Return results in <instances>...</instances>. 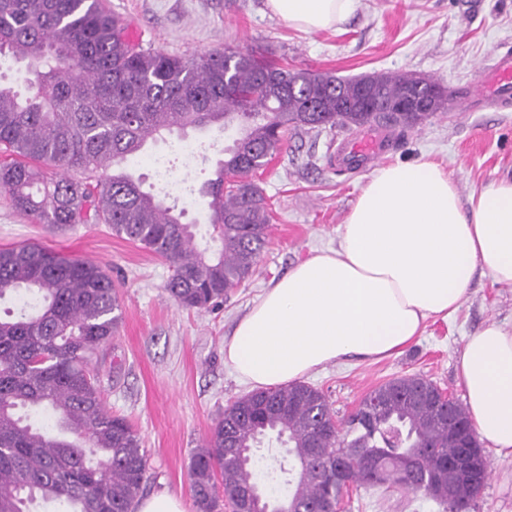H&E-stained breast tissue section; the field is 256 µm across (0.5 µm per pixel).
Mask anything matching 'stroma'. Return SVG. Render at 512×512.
<instances>
[{
  "label": "stroma",
  "instance_id": "obj_1",
  "mask_svg": "<svg viewBox=\"0 0 512 512\" xmlns=\"http://www.w3.org/2000/svg\"><path fill=\"white\" fill-rule=\"evenodd\" d=\"M121 16L134 42L185 58L231 46L267 53L294 69L353 77L373 71L414 72L447 87L480 78L482 63L497 48L512 47V0H355L336 28L308 34L271 15L265 0H104ZM349 132L323 129L288 138V147L255 180L272 209L270 239L252 277L215 310L178 307L164 291L167 261L106 224L54 231L17 211L0 189V248L38 243L61 255L101 265L112 277L122 322L99 348L91 366L107 410L126 417L149 459L147 493L165 491L192 505L190 463L225 406L250 393L224 363V342L254 302L298 262L336 249L343 223L370 169L336 171L330 161ZM205 144L204 158L169 151L178 135L148 142L133 170L144 189L165 191L168 205L186 223L210 236L204 211L187 206L224 158L219 129L191 131ZM439 163L468 197L491 181L512 177V107L453 108L407 130L386 161ZM495 323L512 331V287L477 273L458 310L427 320L424 332L400 353L352 359L317 368L304 381L323 391L344 420L367 393L386 380L420 374L456 401L464 389L456 367L467 336ZM490 474L471 512H512V461L487 451ZM341 512H444L422 495L351 486Z\"/></svg>",
  "mask_w": 512,
  "mask_h": 512
}]
</instances>
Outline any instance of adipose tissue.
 <instances>
[{
    "mask_svg": "<svg viewBox=\"0 0 512 512\" xmlns=\"http://www.w3.org/2000/svg\"><path fill=\"white\" fill-rule=\"evenodd\" d=\"M354 0H265L294 28H335ZM512 286V178L468 199L431 161L377 168L361 188L335 251L292 267L239 320L224 362L252 386L300 380L358 357L381 359L455 311L476 271ZM458 370L472 424L512 459V332L489 324L468 337Z\"/></svg>",
    "mask_w": 512,
    "mask_h": 512,
    "instance_id": "ef3b65f1",
    "label": "adipose tissue"
}]
</instances>
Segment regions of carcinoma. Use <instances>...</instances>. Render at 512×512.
Returning a JSON list of instances; mask_svg holds the SVG:
<instances>
[{
    "mask_svg": "<svg viewBox=\"0 0 512 512\" xmlns=\"http://www.w3.org/2000/svg\"><path fill=\"white\" fill-rule=\"evenodd\" d=\"M27 62L24 91L0 83V188L37 224H108L170 263L165 291L178 306L224 303L255 270L271 214L254 176L286 147L288 134L322 127L402 133L453 98L431 76L374 71L342 78L291 69L230 46L185 59L144 50L102 0H0V58ZM237 133L215 178L201 190L216 246L196 242L160 196L142 188L130 163L148 140L212 126ZM54 166L55 172L47 167ZM23 302L0 317V512H133L147 481L141 440L104 406L91 357L115 334L122 309L99 265L40 245L0 249V300ZM438 387L418 375L394 377L336 419L327 396L305 383L266 388L224 408L190 466L195 512L260 480L286 488L287 512H320L342 485L424 488L436 459L461 453L454 426L472 428L453 405L448 423L426 399ZM277 442L291 465L240 452ZM475 469L457 475L448 512L474 502L489 476L479 441ZM366 454L370 468L352 461Z\"/></svg>",
    "mask_w": 512,
    "mask_h": 512,
    "instance_id": "obj_1",
    "label": "carcinoma"
}]
</instances>
